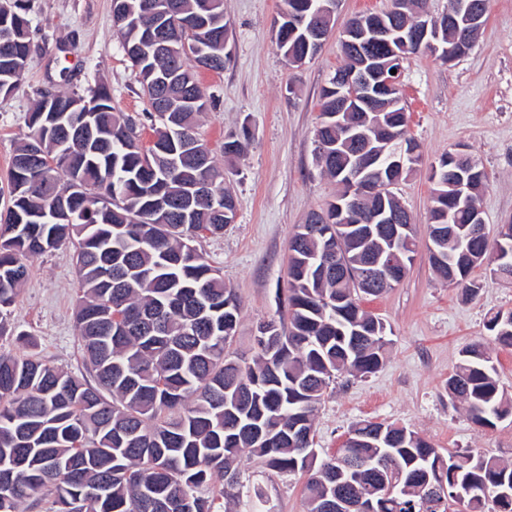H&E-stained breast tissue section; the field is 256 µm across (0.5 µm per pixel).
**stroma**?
Here are the masks:
<instances>
[{
    "label": "stroma",
    "mask_w": 512,
    "mask_h": 512,
    "mask_svg": "<svg viewBox=\"0 0 512 512\" xmlns=\"http://www.w3.org/2000/svg\"><path fill=\"white\" fill-rule=\"evenodd\" d=\"M283 0H224L228 58L223 71H201L215 105L199 132L224 170V185L237 200V216L222 236L199 248L219 268L241 300L242 314L231 346L239 357L254 354L260 322L285 311L288 243L310 211L336 194L334 180L314 160V133L322 92L344 66L337 37L327 39L306 64L290 65L275 42L273 25ZM31 50L13 93L0 97V188L14 149L27 129L24 116L44 91H83L98 82L112 94L116 111L141 118L147 100L113 29L112 0H32ZM408 134L419 146L417 171L394 188L417 230L416 253L404 279L383 295L362 301L365 310L390 326L383 366L366 376L342 375L318 407L314 443L319 457L335 453L357 422L406 427L441 451L482 448L512 462V420L482 429L461 403L448 396L447 382L467 345L485 336L497 311L512 310V281L489 280L484 269L476 296L448 286L429 260L428 224L432 164L462 151L487 174L481 210L488 230L512 224V0H491L473 48L450 64L426 54L409 55L401 75ZM248 129L241 155L228 157L226 135ZM72 249L27 259L29 277L13 309L17 331L0 339V352L34 353L72 373L83 372L74 331L78 287ZM245 487L262 486L263 512H306L300 476H287L244 461Z\"/></svg>",
    "instance_id": "stroma-1"
}]
</instances>
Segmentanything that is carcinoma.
<instances>
[{"label":"carcinoma","instance_id":"cac0c4a2","mask_svg":"<svg viewBox=\"0 0 512 512\" xmlns=\"http://www.w3.org/2000/svg\"><path fill=\"white\" fill-rule=\"evenodd\" d=\"M397 26L412 28L414 9L426 0H392ZM30 0H0V96L20 81L30 54ZM122 48L151 107L154 140L144 147L135 121L114 111L109 89L47 91L26 113L25 140L8 173L9 199L0 213V338L14 335L12 307L28 278L25 259L69 244L80 295L74 328L88 375L78 376L34 355L0 353V512H217L209 494L214 477L226 480L224 498L237 497L238 462L246 457L288 475H306L308 512H336V498L371 500L376 512H448L456 489L479 491L468 512H512V465L471 449L442 453L405 427L371 420L355 424L353 442L318 459L315 411L338 376L366 375L383 364L386 324L361 306L401 282L386 278L371 288L356 278L368 252L391 247L387 226L374 225L363 243L349 225L300 224L288 247V324L274 319L266 342L249 361L231 343L241 303L196 247L235 222L236 200L224 171L197 132L211 107L197 70H224L227 24L224 0H124L113 18ZM168 25L174 49L155 55L144 46L154 24ZM277 35L302 56V34L280 20ZM83 120L81 136L70 124ZM365 132L359 143L336 126V84L321 98L315 136L329 144L315 151L321 170L340 192L323 211L336 210L350 190L348 174L359 152L391 137L407 138L400 93L376 109L342 114ZM242 134L224 138V154L242 151ZM487 184L477 162L443 154L432 165L431 223L455 234L433 242L453 259L449 284L471 295V274L485 267L512 280V224L494 236L469 223V205L448 209L460 176ZM407 268L414 234L398 243ZM329 257L338 271L316 277ZM376 330L355 337L358 328ZM492 341L512 346V311L485 324ZM448 393L466 403L470 419L493 427L512 418V398L500 388L489 343L466 347L448 377ZM385 459L378 471L368 462ZM399 493L390 496L387 486Z\"/></svg>","mask_w":512,"mask_h":512}]
</instances>
